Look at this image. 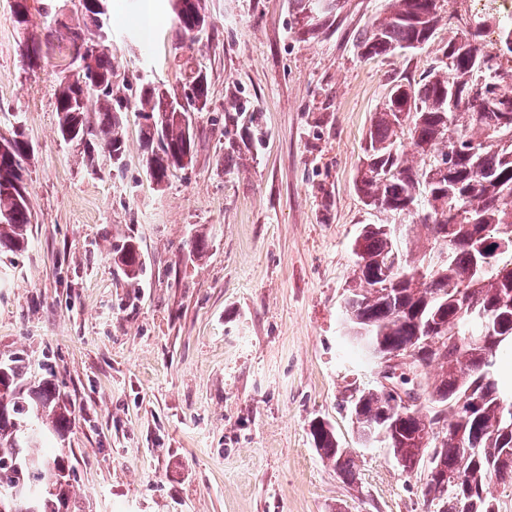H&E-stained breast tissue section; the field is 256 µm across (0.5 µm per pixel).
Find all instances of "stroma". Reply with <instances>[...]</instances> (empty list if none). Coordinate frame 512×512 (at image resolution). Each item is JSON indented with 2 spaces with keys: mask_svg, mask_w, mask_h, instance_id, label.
I'll list each match as a JSON object with an SVG mask.
<instances>
[{
  "mask_svg": "<svg viewBox=\"0 0 512 512\" xmlns=\"http://www.w3.org/2000/svg\"><path fill=\"white\" fill-rule=\"evenodd\" d=\"M210 25L183 40L169 0H112L115 84L148 74L179 89L208 75L194 158L155 187L140 123L124 115L122 166L87 164L58 133L66 51L22 59L0 0V138L22 128L34 216L27 249L0 254V359H23L72 408L58 440L76 512H424L419 477L364 447L342 404L372 388L374 363L342 314L363 225L387 217L354 189L374 113L398 77L419 78L478 14L512 0H444L429 46L362 58L356 38L385 0H340L330 29L301 37L295 0H203ZM238 91L265 145L224 168V102ZM203 232L209 247L190 254ZM144 261L130 284L114 250ZM323 421L354 460L323 459Z\"/></svg>",
  "mask_w": 512,
  "mask_h": 512,
  "instance_id": "obj_1",
  "label": "stroma"
}]
</instances>
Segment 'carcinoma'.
<instances>
[{"label": "carcinoma", "instance_id": "cac0c4a2", "mask_svg": "<svg viewBox=\"0 0 512 512\" xmlns=\"http://www.w3.org/2000/svg\"><path fill=\"white\" fill-rule=\"evenodd\" d=\"M307 18L299 29L312 35L329 21L331 11L322 0H297ZM443 0H386L380 14L359 37L366 59L396 51L422 49L435 37L442 20ZM178 29L188 33L201 0H173ZM97 25V12L87 7L77 30L50 27V36L71 45L86 39L85 30ZM499 31V47L492 53L481 42L484 29ZM461 48L455 40L442 49L439 64L419 80H393L388 101L369 129L363 165L355 183L365 206L392 216L412 218L406 233L421 244L416 257L398 246L381 224H365L353 242L357 268L349 289L351 329H361L383 351L415 349L421 337L438 329L448 333L442 359L431 385L433 407L428 413L398 414L374 388L360 393L353 411L357 431L383 418L395 422L390 453L405 474L422 469L420 435L423 417L448 420L442 440L430 444L436 461L422 488L424 506L453 512L462 499L471 512H500V499L491 491L498 481L512 485V382L501 376L500 364L512 359V311L500 309L512 295V104L493 96L503 81L500 59L512 57V22L489 14L466 32ZM94 69L108 82L113 65L109 48L98 52ZM92 83L76 76H60L55 111L62 139L83 146L88 160L104 150L112 159L126 151L123 114L146 113L151 123L140 127L147 146L156 141L150 179L163 185L178 156H192L194 139L175 118L170 102L178 99L153 82H141L103 94L95 119L78 110L83 88ZM183 89L191 109L209 104V83L202 67L191 70ZM224 127L235 130L224 144V167L263 144L258 113L232 94L224 103ZM482 140L486 149L472 155L463 150L448 157V141ZM0 253L28 245L32 214L23 162L30 145L16 132L0 141ZM443 250L448 259L433 262ZM115 261L130 282L140 279L144 263L131 241L116 249ZM389 283L382 288L380 284ZM471 336H498L494 356ZM19 359L0 361V404L7 418L0 420V482L21 484L38 495L35 512H72L69 455L49 447L51 435L70 429L72 410L61 402L52 380L23 383ZM475 401L479 408L466 420L457 407ZM315 447L337 470L352 474L351 457L339 447L333 432L321 423L311 426ZM46 449L31 452L32 444Z\"/></svg>", "mask_w": 512, "mask_h": 512}]
</instances>
